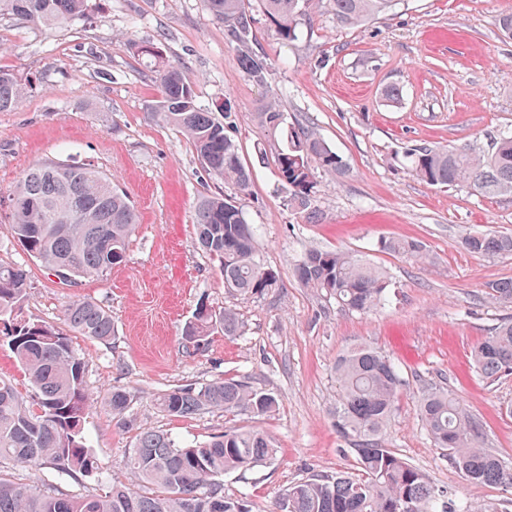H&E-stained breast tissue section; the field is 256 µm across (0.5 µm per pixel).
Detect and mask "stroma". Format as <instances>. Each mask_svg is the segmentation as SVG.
<instances>
[{
  "mask_svg": "<svg viewBox=\"0 0 512 512\" xmlns=\"http://www.w3.org/2000/svg\"><path fill=\"white\" fill-rule=\"evenodd\" d=\"M248 6L255 18L249 48L268 62L261 83L242 69L239 47L206 0H92L84 20L57 30L0 18V68L28 81L17 106L0 112V202L28 169L67 160L110 177L139 219L125 262L69 286L22 249L0 205V264L29 273L16 315L58 326L68 303L89 298L109 310L114 329L108 342L71 337L87 364L93 404L83 434L99 475L75 480L49 465L12 466L0 475L99 495L127 482L136 428L185 443L257 428L275 441V460L224 475V492L247 497L251 512H272L299 479L357 474L333 427L334 367L341 355L369 346L409 382L387 427L390 447L453 497L512 512V488L466 481L435 448L418 411L423 386L453 391L483 421L489 446L512 463V377L487 384L470 358L501 318L512 317V303L485 299L489 283L512 278V254L480 256L462 244L470 232L512 235V195L430 186L405 160L423 145L485 148L512 129V40L494 25L512 12V0H397L391 12L358 27L317 0L288 44L267 26L258 0ZM145 44L182 69L202 107L231 105L228 133L253 172L245 194L209 175L182 133L157 119L159 76L136 52ZM392 84L403 90L396 104L383 96ZM271 97L288 125L315 127L346 164L341 173H315L319 223L291 210L280 189L276 147L253 118ZM219 194L236 197L255 225L257 255L278 272L279 289L260 298L228 293L217 262L198 249L195 204ZM390 237L424 242L427 261L382 250L381 239ZM312 248L343 250L384 270L388 303L348 313L304 288L294 269ZM202 301L234 310L244 333L212 334L190 356L184 332ZM226 378L274 393L276 409L179 418L156 404L174 388ZM115 387L130 398L122 416L106 404Z\"/></svg>",
  "mask_w": 512,
  "mask_h": 512,
  "instance_id": "stroma-1",
  "label": "stroma"
}]
</instances>
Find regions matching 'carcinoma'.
Instances as JSON below:
<instances>
[{
	"label": "carcinoma",
	"mask_w": 512,
	"mask_h": 512,
	"mask_svg": "<svg viewBox=\"0 0 512 512\" xmlns=\"http://www.w3.org/2000/svg\"><path fill=\"white\" fill-rule=\"evenodd\" d=\"M212 15L224 22L231 41L245 44L255 18L245 0H207ZM262 13L278 39L288 44L312 7V0H260ZM395 0H328L336 18L349 25L372 19ZM89 0H0V16H12L46 29L68 27L83 19ZM138 54L160 72L161 100L155 115L178 128L192 143L212 176L244 193L252 175L241 162L236 142L226 134L214 112L196 103L194 86L181 69L166 61L158 48L138 46ZM242 68L256 81L264 80L268 63L256 54L239 56ZM26 89L25 80L0 70V112L15 108ZM254 117L265 135L281 141L276 165L288 207L318 220L313 205L314 170H344L340 155L313 128L284 126L274 99ZM406 159L412 173L436 187L466 185L481 195L512 194V133L503 132L486 149L463 146H420ZM11 231L23 249L52 273L63 269L70 281L98 276L124 262L128 239L138 223L128 196L92 167L45 163L24 174L9 196ZM197 241L219 262L224 287L231 293L260 297L280 287L278 272L261 265L255 250L256 230L242 207L223 195L204 196L195 205ZM463 246L479 255L512 254V235L477 232ZM380 248L423 260L422 242L389 238ZM296 277L313 292L331 297L343 310L367 313L385 304L389 280L377 267L338 251L310 250L297 264ZM27 271L0 265V341L7 344L26 369L35 398L26 404L11 384L0 381V464L51 465L72 478L97 469L81 435L92 398L86 389L85 360L67 334L42 322L12 316L27 290ZM491 302L512 303V279L487 287ZM193 335L202 338L215 329L226 336L242 335L231 309L220 313L198 303ZM74 332L98 341L112 338V315L90 299H76L64 310ZM472 365L486 382L512 375V318L503 319L474 348ZM338 393L333 413L337 436L355 457L361 476L310 475L284 490L275 503L279 512H470L438 487L423 470L390 448L386 426L406 387L400 369L379 351L359 346L336 361ZM109 408L123 414L129 407L125 391L114 388ZM277 404L271 393L241 380L227 379L200 387L186 385L157 398L159 409L171 416L193 417L224 408L258 415ZM421 420L434 446L465 479L474 484L512 487V465L489 449L483 421L452 392L428 387L419 398ZM277 448L259 429L226 430L199 445H184L161 431L142 428L128 456L132 482L100 495L59 496L36 486L0 477V512H250L243 497L224 495L221 477L246 471L273 459Z\"/></svg>",
	"instance_id": "obj_1"
}]
</instances>
